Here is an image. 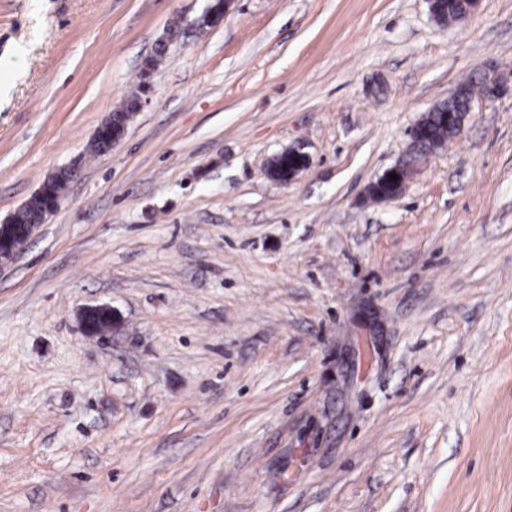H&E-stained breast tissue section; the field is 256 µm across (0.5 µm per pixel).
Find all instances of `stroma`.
<instances>
[{
	"mask_svg": "<svg viewBox=\"0 0 512 512\" xmlns=\"http://www.w3.org/2000/svg\"><path fill=\"white\" fill-rule=\"evenodd\" d=\"M211 2L0 0V222L73 172L0 270V512H512V0ZM138 108V100L136 97L129 98L123 106L120 108L113 110L112 113H110V116L108 119H106L102 125L101 128H98L95 132V135L97 137H106L109 139L111 145L116 144L119 142V140L124 136L127 126L124 123L127 119L130 118L132 112H135ZM123 125V130L120 134H113L112 129L105 130L104 128L113 127V129L117 127H121ZM110 143L107 142L104 139L97 140L96 138L92 140L91 142V151L95 153H102L106 152L110 149ZM443 106L437 107V111L441 112V117L443 119L442 123L440 116L435 115L432 120L429 121L430 124V132L432 133V137L439 141H447L454 137L456 134H460L463 129V122L466 112H462L461 110H448V102L445 101ZM448 111V112H444ZM448 125L455 126L457 132L454 128L449 127ZM288 151L289 150H284L282 151L280 154H278L273 162H272V165L274 166H279L283 169H285L288 173V180L284 181L282 180L281 178H279L278 176H276L275 174H273L270 170V168L268 169L267 171V174L268 176L278 182V183H281V184H287L289 182H291L295 177L296 175L304 168H306V166L308 165L309 161H308V158L305 154L299 152V151H295V150H290V153H293L294 155H297L300 159L299 163L296 164L295 166L291 167L290 169L288 168ZM390 174H396L398 179L391 180ZM404 184L405 182L401 185L399 164H396L369 183L366 195L368 197L369 192H371L372 196L376 197V199H373L369 196L373 201L390 200L400 194ZM93 312L103 313L105 328L97 326L91 322L90 317ZM115 324V317L112 312V308L109 305L102 304L88 308L82 317V328L85 333L91 335H101L112 330V326Z\"/></svg>",
	"mask_w": 512,
	"mask_h": 512,
	"instance_id": "stroma-1",
	"label": "stroma"
}]
</instances>
